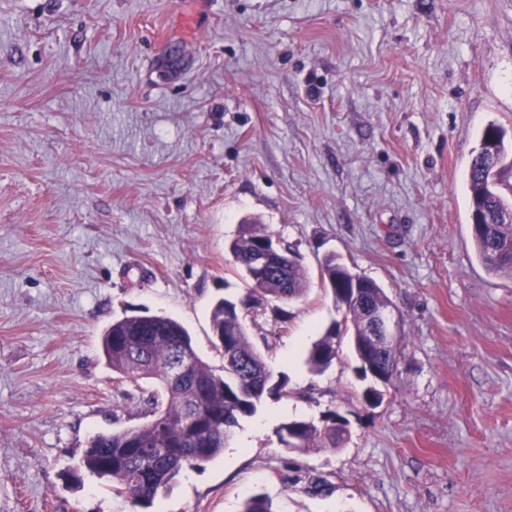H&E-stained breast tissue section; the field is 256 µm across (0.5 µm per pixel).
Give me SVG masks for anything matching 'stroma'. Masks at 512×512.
I'll use <instances>...</instances> for the list:
<instances>
[{
  "label": "stroma",
  "mask_w": 512,
  "mask_h": 512,
  "mask_svg": "<svg viewBox=\"0 0 512 512\" xmlns=\"http://www.w3.org/2000/svg\"><path fill=\"white\" fill-rule=\"evenodd\" d=\"M491 122L512 134V0H0V512H135L80 465L143 420L101 338L171 317L221 365L245 219L311 276L240 312L288 394L155 512H512V280L477 259L464 182ZM331 254L399 317L376 406L349 338L306 362L343 319ZM329 411L341 448L281 444ZM338 326V325H337ZM336 323L318 339L309 351L308 363L314 370L322 371L336 359Z\"/></svg>",
  "instance_id": "1"
}]
</instances>
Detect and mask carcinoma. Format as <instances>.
Instances as JSON below:
<instances>
[{"instance_id":"carcinoma-1","label":"carcinoma","mask_w":512,"mask_h":512,"mask_svg":"<svg viewBox=\"0 0 512 512\" xmlns=\"http://www.w3.org/2000/svg\"><path fill=\"white\" fill-rule=\"evenodd\" d=\"M495 149L499 162L489 177L486 156ZM512 171V140L490 123L482 130L478 148L466 172L470 211L490 217L472 226L477 257L487 272L512 279V183L502 179ZM267 232L254 224L230 246L234 262L247 266ZM344 264L332 257L322 263V278L341 284ZM309 273L296 258L286 259L264 278L252 282L247 303L260 305L286 295L304 297ZM213 345L222 356L214 367L196 352L187 330L169 317L126 315L112 323L102 338V348L112 372L120 381L142 393L145 421L116 432L94 434L87 442L81 464L91 473L112 482L116 493L127 496L139 512H151L156 499L175 483L187 465L209 462L224 450L239 419L255 413L266 394H278L285 383L273 381V372L250 341L240 321L237 304L218 301L212 311ZM373 359L391 383L396 353L371 349ZM188 357L182 371L170 375L178 357ZM336 359V326H331L309 351L308 363L318 371ZM297 428L299 443L288 444V428ZM287 449H336L348 433L336 430V412L327 413L318 425L291 420L278 430Z\"/></svg>"}]
</instances>
